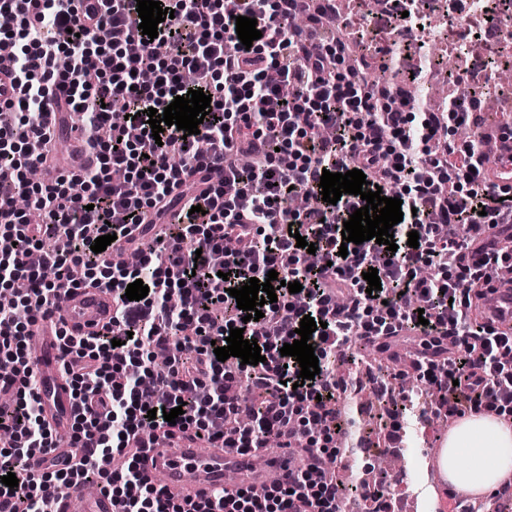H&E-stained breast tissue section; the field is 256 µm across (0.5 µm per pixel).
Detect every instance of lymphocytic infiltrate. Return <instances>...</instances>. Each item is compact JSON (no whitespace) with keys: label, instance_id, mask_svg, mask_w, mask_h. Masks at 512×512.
<instances>
[{"label":"lymphocytic infiltrate","instance_id":"obj_1","mask_svg":"<svg viewBox=\"0 0 512 512\" xmlns=\"http://www.w3.org/2000/svg\"><path fill=\"white\" fill-rule=\"evenodd\" d=\"M317 2L300 26L306 0H160L174 15L151 39L139 27L137 0H0V60L16 90L0 103V184L12 189L0 195V290L19 291L0 306V391L13 396L0 407V478L18 479L14 488L0 482V512H51L52 490L97 476L117 512H336V455L314 448L306 428L333 423L327 361L356 336L382 344L453 337V349L436 344L416 357L446 413L512 406V328L495 327L479 291L512 265V198L488 186L477 141L431 152L433 141L468 123L463 107L399 108L395 91L363 84L342 66L343 35L328 23L334 0ZM240 16L256 19L262 33L248 47L238 42ZM192 87L211 97L198 133L171 126L153 135L147 109L164 110ZM118 99L129 118L116 126L110 106ZM74 112L91 163L30 181L29 171L53 162L61 114ZM175 153L181 165L171 164ZM243 156L249 168H241ZM217 165L219 182L211 176ZM352 169L401 199L396 251L373 240L343 244L344 221L365 205L360 196L289 208L290 193H319L323 171ZM18 195L42 223L28 222ZM293 228L315 253L297 246ZM110 233L139 252L140 266L114 263L109 249L93 252ZM371 267L381 281L372 293L363 278ZM272 269L284 282L276 302L264 304L263 318L244 320L230 289ZM137 280L149 292L128 300ZM294 281L302 286L296 295ZM82 284L110 288L113 314L94 335L61 336L76 449L63 463L53 456L28 344L61 290ZM306 316L321 324L310 339L320 373L300 386L298 362L280 350L297 340ZM234 327L257 341L261 363L217 360L215 347ZM184 346L192 360L182 359ZM162 350L163 369L154 361ZM244 388L259 409L247 428L224 432ZM178 406L176 422L148 417ZM147 427L169 440L249 453L273 435L313 460L266 496L222 490L185 505L140 466ZM36 452L49 458L37 473L25 465Z\"/></svg>","mask_w":512,"mask_h":512}]
</instances>
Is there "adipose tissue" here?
<instances>
[{
	"instance_id": "1",
	"label": "adipose tissue",
	"mask_w": 512,
	"mask_h": 512,
	"mask_svg": "<svg viewBox=\"0 0 512 512\" xmlns=\"http://www.w3.org/2000/svg\"><path fill=\"white\" fill-rule=\"evenodd\" d=\"M441 463L452 490L491 489L512 472V428L489 414L462 420L443 442Z\"/></svg>"
}]
</instances>
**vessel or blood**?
<instances>
[{"label": "vessel or blood", "mask_w": 512, "mask_h": 512, "mask_svg": "<svg viewBox=\"0 0 512 512\" xmlns=\"http://www.w3.org/2000/svg\"><path fill=\"white\" fill-rule=\"evenodd\" d=\"M489 305L502 325H512V289L498 287L490 294ZM112 318V294L106 288L76 287L70 289L68 303L62 311L38 320L32 335L38 353L32 367L39 380L48 384L41 395L44 415L53 432L60 437L70 432L73 399L67 379L61 372L59 330L74 335L100 331ZM142 467L176 499L195 501L208 497L223 487L226 472H234L238 485L253 489L266 485L269 474L286 475L295 460L288 453L270 457L260 452L238 454L231 448H201L179 442L164 453L151 451L141 459ZM57 512H114L111 496L88 484H79L56 494Z\"/></svg>", "instance_id": "obj_1"}]
</instances>
